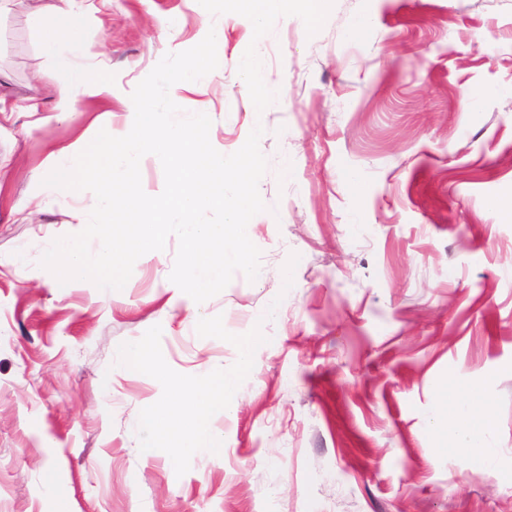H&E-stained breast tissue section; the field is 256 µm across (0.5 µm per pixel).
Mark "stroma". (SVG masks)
I'll return each instance as SVG.
<instances>
[{"label": "stroma", "instance_id": "obj_1", "mask_svg": "<svg viewBox=\"0 0 512 512\" xmlns=\"http://www.w3.org/2000/svg\"><path fill=\"white\" fill-rule=\"evenodd\" d=\"M33 3L0 0V512H512V0H291L259 50L225 0L204 15L196 0H72L101 92L62 116ZM209 24L218 68L170 96L210 117L227 155L263 126L268 209L252 219L263 278L236 273L200 310L267 341L235 411L211 419L219 453L179 476L140 451L162 387L116 366L118 348L160 326L165 361L192 376L238 351L171 302L173 236L122 290L59 294L40 260L91 194L43 180L94 120L123 133L137 84ZM253 58L272 87L260 104ZM443 385L485 402L487 469L443 452L428 423Z\"/></svg>", "mask_w": 512, "mask_h": 512}]
</instances>
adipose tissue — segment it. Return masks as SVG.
<instances>
[{
    "mask_svg": "<svg viewBox=\"0 0 512 512\" xmlns=\"http://www.w3.org/2000/svg\"><path fill=\"white\" fill-rule=\"evenodd\" d=\"M45 10L55 23V32L41 43L42 52L54 62L53 83L58 95L57 110L61 113L72 111L74 101L70 96L72 86L83 84L84 72L80 64L86 54L83 46L73 40V33L84 21L83 15L72 8L46 0ZM449 421L447 443L449 451L466 452L474 470L480 471L490 463L485 451L488 434V420L485 407L476 398L446 387L439 388L433 405L432 427H439L442 421Z\"/></svg>",
    "mask_w": 512,
    "mask_h": 512,
    "instance_id": "obj_1",
    "label": "adipose tissue"
}]
</instances>
